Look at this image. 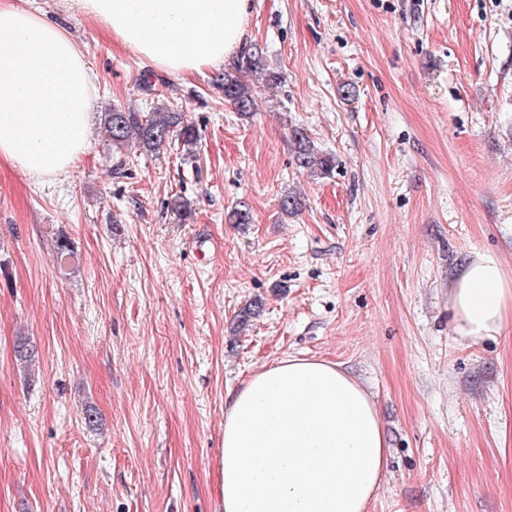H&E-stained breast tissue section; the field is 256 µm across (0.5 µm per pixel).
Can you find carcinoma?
Segmentation results:
<instances>
[{"mask_svg": "<svg viewBox=\"0 0 512 512\" xmlns=\"http://www.w3.org/2000/svg\"><path fill=\"white\" fill-rule=\"evenodd\" d=\"M243 66L247 70L259 69V77L267 85H276L281 82L282 76L274 70L261 67L254 55L245 57ZM222 87L224 100L230 102L238 112L246 115L257 110L253 90L236 74L230 71L224 72ZM102 124L107 141L119 153L132 147L145 152H154L168 141L170 134L176 129L179 130L183 145L189 147L196 144L195 128L185 121L184 114L161 107L151 112L114 107L102 114ZM292 139L295 158L300 167L322 175L330 173L332 160L315 151L303 129H294Z\"/></svg>", "mask_w": 512, "mask_h": 512, "instance_id": "cac0c4a2", "label": "carcinoma"}]
</instances>
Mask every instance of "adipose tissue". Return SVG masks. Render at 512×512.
Here are the masks:
<instances>
[{
	"instance_id": "1",
	"label": "adipose tissue",
	"mask_w": 512,
	"mask_h": 512,
	"mask_svg": "<svg viewBox=\"0 0 512 512\" xmlns=\"http://www.w3.org/2000/svg\"><path fill=\"white\" fill-rule=\"evenodd\" d=\"M60 3L173 75L228 64L246 43L249 0ZM95 80L62 26L0 0V159L35 180L67 173L91 136ZM449 305L461 336L499 333L512 314L500 259L475 253ZM388 453L376 404L357 379L324 360H279L227 399L223 512H367Z\"/></svg>"
}]
</instances>
